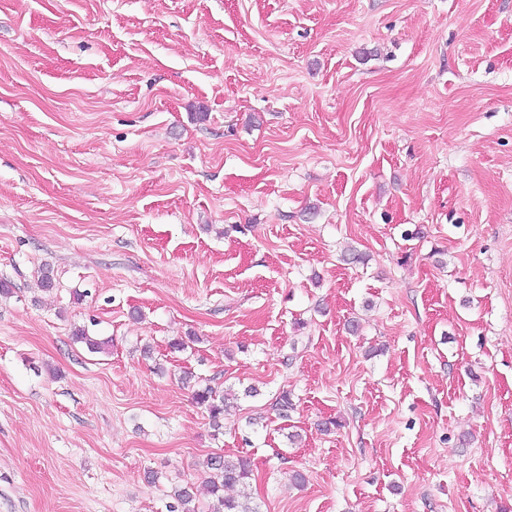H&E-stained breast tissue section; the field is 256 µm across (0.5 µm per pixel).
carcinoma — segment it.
<instances>
[{
    "instance_id": "cac0c4a2",
    "label": "carcinoma",
    "mask_w": 512,
    "mask_h": 512,
    "mask_svg": "<svg viewBox=\"0 0 512 512\" xmlns=\"http://www.w3.org/2000/svg\"><path fill=\"white\" fill-rule=\"evenodd\" d=\"M73 339L85 344L91 352H101L107 346V342L90 336L89 330L84 326L73 331ZM193 399L208 413L214 432L221 433L228 393L207 385L194 390ZM205 468L209 475V493L214 501L211 512H257V508L251 505V497L248 495L241 499L224 496L226 488L250 486L252 469L247 459L214 453L207 457ZM167 497V512H198L194 488L189 483L172 486Z\"/></svg>"
}]
</instances>
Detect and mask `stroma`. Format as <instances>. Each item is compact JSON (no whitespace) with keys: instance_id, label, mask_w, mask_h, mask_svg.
<instances>
[{"instance_id":"35a3bbf8","label":"stroma","mask_w":512,"mask_h":512,"mask_svg":"<svg viewBox=\"0 0 512 512\" xmlns=\"http://www.w3.org/2000/svg\"><path fill=\"white\" fill-rule=\"evenodd\" d=\"M0 280V512H512V0H0ZM193 399L208 413L210 425L214 432L221 433L224 427V411L229 400L228 393L211 385H206L193 391ZM205 468L209 475V493L214 501L211 512H258L247 494L242 499L224 497L225 488L250 487L253 473L246 458L214 453L207 457ZM166 496L169 501L165 507L167 512H198L194 488L191 484H177L170 488Z\"/></svg>"}]
</instances>
